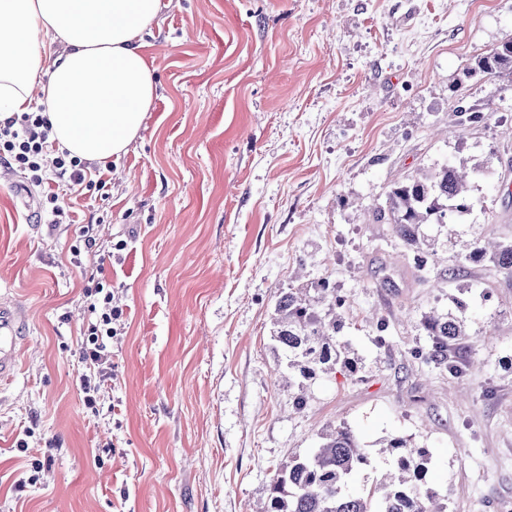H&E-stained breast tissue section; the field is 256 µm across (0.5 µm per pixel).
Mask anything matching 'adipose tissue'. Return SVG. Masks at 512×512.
I'll list each match as a JSON object with an SVG mask.
<instances>
[{
    "mask_svg": "<svg viewBox=\"0 0 512 512\" xmlns=\"http://www.w3.org/2000/svg\"><path fill=\"white\" fill-rule=\"evenodd\" d=\"M158 10L159 0H0V122L36 101L71 155L123 153L155 94L139 37Z\"/></svg>",
    "mask_w": 512,
    "mask_h": 512,
    "instance_id": "obj_1",
    "label": "adipose tissue"
}]
</instances>
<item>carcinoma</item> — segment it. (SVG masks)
Returning a JSON list of instances; mask_svg holds the SVG:
<instances>
[{
	"mask_svg": "<svg viewBox=\"0 0 512 512\" xmlns=\"http://www.w3.org/2000/svg\"><path fill=\"white\" fill-rule=\"evenodd\" d=\"M512 71V37L476 56L474 73L489 78ZM486 119L478 105L460 106L455 111L457 124L480 123ZM480 166L446 163L415 176L404 177L391 185L385 205L374 216L393 224L402 246L413 253L418 272L427 270L430 253L423 227H441L455 223L469 213L474 202L469 182L479 174ZM469 258L488 260L499 270L512 274V240L494 244L478 241ZM344 298L325 281L308 287L290 288L280 293L276 304V341L288 357V386L295 387L294 409L303 410L313 381L336 370L356 375L359 359L350 356L341 332L343 320L337 309ZM464 301L453 300L446 313L431 311L422 315L421 325L431 341L430 356L448 368L460 371L448 358L452 344L468 336ZM387 448L397 452L395 465L374 484L370 502L349 490L351 479L369 460L359 439L346 427L330 429L320 436V444L305 456H293L279 466L270 486L267 503L259 512H447L426 486L424 452L408 448L407 439L394 437Z\"/></svg>",
	"mask_w": 512,
	"mask_h": 512,
	"instance_id": "carcinoma-1",
	"label": "carcinoma"
}]
</instances>
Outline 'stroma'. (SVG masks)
Returning a JSON list of instances; mask_svg holds the SVG:
<instances>
[{
	"label": "stroma",
	"instance_id": "stroma-1",
	"mask_svg": "<svg viewBox=\"0 0 512 512\" xmlns=\"http://www.w3.org/2000/svg\"><path fill=\"white\" fill-rule=\"evenodd\" d=\"M509 35L512 0H160L142 41L153 104L103 188L55 224L57 185L0 165V304L21 309L0 512H245L339 426L370 461L352 491L400 436L426 451L447 512L512 508V275L468 257L512 238V78L469 72ZM469 104L486 121H449ZM462 160L484 166L475 205L427 227L434 271L419 275L365 213L401 175ZM99 266L123 315L92 409L79 348ZM319 280L346 299L362 370L318 378L294 414L275 306ZM463 287L454 376L425 357L420 318Z\"/></svg>",
	"mask_w": 512,
	"mask_h": 512
}]
</instances>
